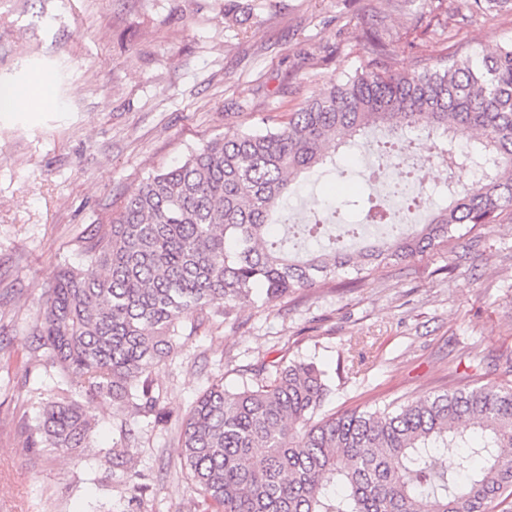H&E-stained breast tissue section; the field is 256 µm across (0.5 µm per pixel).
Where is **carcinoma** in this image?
<instances>
[{"label": "carcinoma", "mask_w": 512, "mask_h": 512, "mask_svg": "<svg viewBox=\"0 0 512 512\" xmlns=\"http://www.w3.org/2000/svg\"><path fill=\"white\" fill-rule=\"evenodd\" d=\"M381 131L383 155L407 134L440 132L437 166L481 177L426 224H399L377 201L369 224L389 239L353 254L301 249L324 227L292 224L282 205L303 173ZM512 208V40L420 72L363 70L308 99L275 128L237 133L148 177L111 230L49 290L33 331L45 363L85 394L156 412L150 376L174 337L203 314L229 321L345 274L362 281L434 250ZM214 381L182 419L178 457L195 512H489L512 492V385L444 389L373 411L322 413L332 393L314 362L245 369ZM94 419L65 391L46 402L29 448L75 453Z\"/></svg>", "instance_id": "carcinoma-1"}]
</instances>
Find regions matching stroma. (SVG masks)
I'll return each mask as SVG.
<instances>
[{
    "label": "stroma",
    "mask_w": 512,
    "mask_h": 512,
    "mask_svg": "<svg viewBox=\"0 0 512 512\" xmlns=\"http://www.w3.org/2000/svg\"><path fill=\"white\" fill-rule=\"evenodd\" d=\"M468 5L0 0V85L38 73L54 84L53 105L0 112V512H192L177 461L182 418L212 380L236 389L239 369L265 360L324 366L329 414L512 381L497 366L512 354L509 209L361 283H319L234 322L204 320L153 376L162 421L82 394L96 426L79 457L27 446L42 404L64 386L31 344L46 292L141 183L209 141L287 121L356 70L417 71L443 53L512 40V12ZM371 31L384 60L366 50ZM336 158L344 175L302 174L290 210L377 192L374 155L342 147Z\"/></svg>",
    "instance_id": "obj_1"
}]
</instances>
